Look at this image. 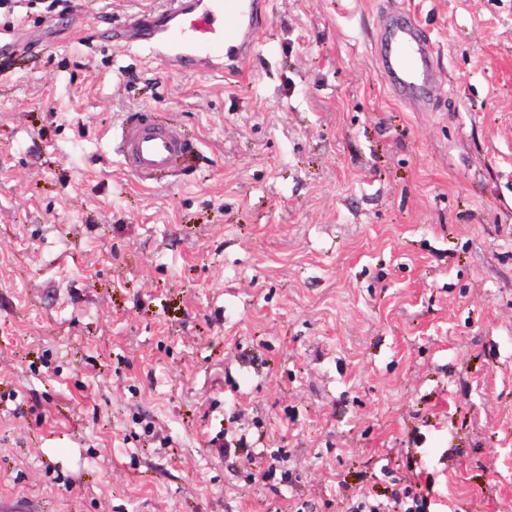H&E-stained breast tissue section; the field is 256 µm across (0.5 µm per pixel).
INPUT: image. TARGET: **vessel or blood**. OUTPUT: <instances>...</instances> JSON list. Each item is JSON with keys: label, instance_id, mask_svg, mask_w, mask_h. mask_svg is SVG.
I'll use <instances>...</instances> for the list:
<instances>
[{"label": "vessel or blood", "instance_id": "b4317fda", "mask_svg": "<svg viewBox=\"0 0 512 512\" xmlns=\"http://www.w3.org/2000/svg\"><path fill=\"white\" fill-rule=\"evenodd\" d=\"M265 13V0H161L129 13L114 33L124 47L152 52L166 71H185L202 59H224L228 71L242 70L253 52L252 36ZM431 48L407 22L389 26L381 56L384 71L401 98L418 99L436 82ZM108 147L121 168L143 186L170 174H192L201 157L197 142L150 108L122 113L108 134Z\"/></svg>", "mask_w": 512, "mask_h": 512}]
</instances>
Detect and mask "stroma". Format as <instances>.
<instances>
[{"label":"stroma","instance_id":"stroma-1","mask_svg":"<svg viewBox=\"0 0 512 512\" xmlns=\"http://www.w3.org/2000/svg\"><path fill=\"white\" fill-rule=\"evenodd\" d=\"M142 2L13 6L0 512H346L418 481L430 512H512V0H267L238 76L109 40ZM393 13L433 45L428 109L381 70ZM145 106L198 139L189 178L109 152Z\"/></svg>","mask_w":512,"mask_h":512}]
</instances>
